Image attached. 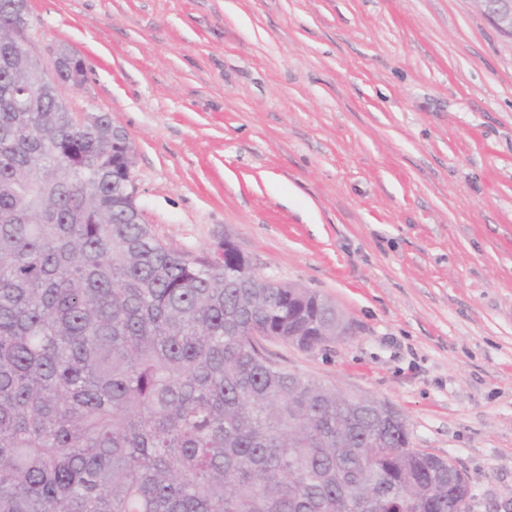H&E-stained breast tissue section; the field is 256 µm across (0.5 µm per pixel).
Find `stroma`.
<instances>
[{"label": "stroma", "mask_w": 512, "mask_h": 512, "mask_svg": "<svg viewBox=\"0 0 512 512\" xmlns=\"http://www.w3.org/2000/svg\"><path fill=\"white\" fill-rule=\"evenodd\" d=\"M26 48L84 59L75 115L133 141L143 221L351 327L273 364L393 407L410 447L512 512V39L475 0H29Z\"/></svg>", "instance_id": "stroma-1"}]
</instances>
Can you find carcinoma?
Returning a JSON list of instances; mask_svg holds the SVG:
<instances>
[{
    "instance_id": "carcinoma-1",
    "label": "carcinoma",
    "mask_w": 512,
    "mask_h": 512,
    "mask_svg": "<svg viewBox=\"0 0 512 512\" xmlns=\"http://www.w3.org/2000/svg\"><path fill=\"white\" fill-rule=\"evenodd\" d=\"M115 131L0 39V512H470L403 419L262 355L333 304L136 223Z\"/></svg>"
}]
</instances>
